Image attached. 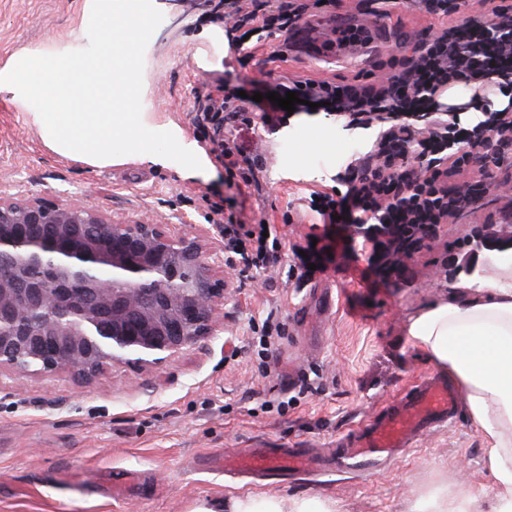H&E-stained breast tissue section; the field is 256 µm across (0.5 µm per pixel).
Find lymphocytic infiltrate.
Here are the masks:
<instances>
[{
  "label": "lymphocytic infiltrate",
  "mask_w": 512,
  "mask_h": 512,
  "mask_svg": "<svg viewBox=\"0 0 512 512\" xmlns=\"http://www.w3.org/2000/svg\"><path fill=\"white\" fill-rule=\"evenodd\" d=\"M488 2V14L474 16L466 12V0H420L426 13L452 23L416 35L409 53L382 62V76L363 71L336 82L309 79L291 86L298 98L327 103L329 111L349 115L352 122L390 120L373 149L343 178L344 190L326 214L391 227L387 259L396 272H405V257L434 241L450 218L482 201L492 184L512 182V107L495 109L484 94L491 84L512 98V0ZM217 6L236 25L275 30L283 38L310 9L305 0H218ZM458 84L473 88L471 103L481 114L467 127L457 119V107L440 101ZM487 138L494 139L496 151L480 178L459 186L456 178L469 168L472 148ZM210 209L224 217L227 246L242 263L240 279L277 263L263 222L245 223L216 201Z\"/></svg>",
  "instance_id": "1"
}]
</instances>
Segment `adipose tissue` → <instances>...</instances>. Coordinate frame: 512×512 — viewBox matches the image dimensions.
<instances>
[{
	"mask_svg": "<svg viewBox=\"0 0 512 512\" xmlns=\"http://www.w3.org/2000/svg\"><path fill=\"white\" fill-rule=\"evenodd\" d=\"M156 26L151 0H85L80 25L56 49L26 48L0 65L6 95L56 154L95 167L198 160L180 128L151 121L138 93L139 49ZM492 275L449 284L447 298L410 317L406 343L454 376L494 478L493 512H512V252ZM193 512H333L322 498L238 495Z\"/></svg>",
	"mask_w": 512,
	"mask_h": 512,
	"instance_id": "ef3b65f1",
	"label": "adipose tissue"
}]
</instances>
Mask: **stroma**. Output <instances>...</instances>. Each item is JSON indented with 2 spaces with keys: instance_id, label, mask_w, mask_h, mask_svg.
<instances>
[{
  "instance_id": "stroma-1",
  "label": "stroma",
  "mask_w": 512,
  "mask_h": 512,
  "mask_svg": "<svg viewBox=\"0 0 512 512\" xmlns=\"http://www.w3.org/2000/svg\"><path fill=\"white\" fill-rule=\"evenodd\" d=\"M84 0H0V64L32 45L61 46ZM157 29L141 50L139 90L155 123H175L207 167L90 166L52 152L0 96V195L90 205L116 222L189 230L215 266L222 323L159 362L69 369L0 366V512H191L241 494L320 496L336 512H410L428 488L475 496L489 512L493 477L480 434L465 412L368 473L299 474L260 484L224 475L213 458L263 442L328 448L390 398L433 373L405 347L407 318L447 295L453 258L469 256L507 204L489 193L450 219L430 247L411 255L401 281L384 278L370 247L313 208L336 176L369 152L331 112H287L268 95L292 80L336 81L354 64L327 65L255 32L231 41L203 0H155ZM376 59L407 51L409 36L441 19L410 4L384 18ZM262 93L255 113L272 121L241 131L240 163L254 180L235 195L244 221L277 228L279 262L239 286L207 200L230 196L213 131L196 128L201 83Z\"/></svg>"
}]
</instances>
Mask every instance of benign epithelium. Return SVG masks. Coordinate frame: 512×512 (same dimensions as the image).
Returning <instances> with one entry per match:
<instances>
[{"instance_id":"benign-epithelium-1","label":"benign epithelium","mask_w":512,"mask_h":512,"mask_svg":"<svg viewBox=\"0 0 512 512\" xmlns=\"http://www.w3.org/2000/svg\"><path fill=\"white\" fill-rule=\"evenodd\" d=\"M39 224L54 225L55 236L68 256L66 274L56 288L19 282L14 269L0 262V324L12 335L0 334V365L28 368L24 356H47L45 367L69 368L88 375L106 361H119V351L144 357L174 353L207 335L216 324L215 302L224 289L212 280L211 264L188 238L165 234L152 224L112 221L91 206L62 204L34 197L0 199V254L7 241L33 237ZM512 232H488L477 239V250L494 252ZM194 263L200 278L184 284L177 262ZM104 263L117 273H146L173 283L161 299L140 297L105 281L90 279L85 267ZM46 307L53 319L33 336H25L21 318Z\"/></svg>"}]
</instances>
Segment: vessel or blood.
<instances>
[{"label": "vessel or blood", "mask_w": 512, "mask_h": 512, "mask_svg": "<svg viewBox=\"0 0 512 512\" xmlns=\"http://www.w3.org/2000/svg\"><path fill=\"white\" fill-rule=\"evenodd\" d=\"M368 44L352 39L336 42L334 49H317L322 60H342L367 53ZM461 394L447 377L429 375L402 396L386 402L374 415L338 437L334 448L316 455L307 448H259L242 456L225 455V467H240L262 474L324 471L331 464L365 471L376 463L405 451L432 427L451 421Z\"/></svg>", "instance_id": "vessel-or-blood-1"}]
</instances>
